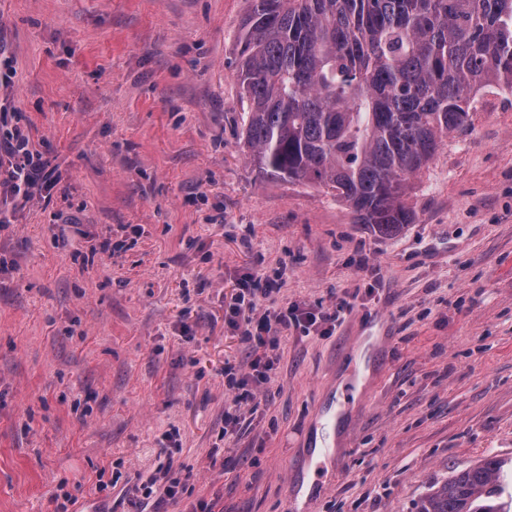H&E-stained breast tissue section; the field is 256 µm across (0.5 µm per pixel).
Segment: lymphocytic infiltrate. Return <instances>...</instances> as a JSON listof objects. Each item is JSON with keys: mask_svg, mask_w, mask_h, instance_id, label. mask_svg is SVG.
Instances as JSON below:
<instances>
[{"mask_svg": "<svg viewBox=\"0 0 512 512\" xmlns=\"http://www.w3.org/2000/svg\"><path fill=\"white\" fill-rule=\"evenodd\" d=\"M57 177L50 161L29 147L28 137L20 128L0 132V189L21 202L30 201L37 189H51ZM281 277L269 279L266 288L255 290L241 286L228 306L229 323L238 331L253 351L248 368L225 362L224 377L233 397L224 409V436H231L242 419V405L258 411L257 394L271 382L278 360L276 351L280 338L300 330L311 332L335 325L346 309V301H339L332 310L303 312L297 307L283 305L268 309L267 304L279 294ZM187 477L174 471L171 464H159L155 472L142 480L136 491L143 499L159 502L175 498L185 488Z\"/></svg>", "mask_w": 512, "mask_h": 512, "instance_id": "obj_1", "label": "lymphocytic infiltrate"}]
</instances>
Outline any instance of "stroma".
I'll return each instance as SVG.
<instances>
[{"label":"stroma","mask_w":512,"mask_h":512,"mask_svg":"<svg viewBox=\"0 0 512 512\" xmlns=\"http://www.w3.org/2000/svg\"><path fill=\"white\" fill-rule=\"evenodd\" d=\"M246 0H0L24 116L60 176L0 231V512H416L488 455L512 473V95L408 181L414 219L382 234L334 192L257 174L235 78ZM111 238V253L100 243ZM281 301L351 309L280 342L257 413L221 440L224 322L245 276ZM190 335H182L183 326ZM382 336L377 353L355 349ZM359 386L316 488L310 450L340 385ZM191 478L131 502L161 441ZM219 455H212V448ZM119 472L108 492L99 472Z\"/></svg>","instance_id":"35a3bbf8"}]
</instances>
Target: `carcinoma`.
Returning a JSON list of instances; mask_svg holds the SVG:
<instances>
[{"mask_svg":"<svg viewBox=\"0 0 512 512\" xmlns=\"http://www.w3.org/2000/svg\"><path fill=\"white\" fill-rule=\"evenodd\" d=\"M236 77L258 174L336 192L379 232L413 222L406 181L471 94L512 93V0H251ZM418 512H512V481L487 456L433 485Z\"/></svg>","mask_w":512,"mask_h":512,"instance_id":"obj_1","label":"carcinoma"}]
</instances>
